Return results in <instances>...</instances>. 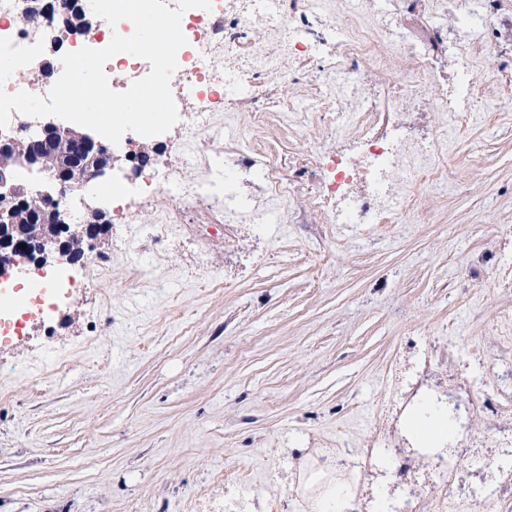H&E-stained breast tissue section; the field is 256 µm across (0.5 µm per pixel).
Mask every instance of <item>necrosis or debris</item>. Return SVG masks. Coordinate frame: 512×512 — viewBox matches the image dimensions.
<instances>
[{"mask_svg": "<svg viewBox=\"0 0 512 512\" xmlns=\"http://www.w3.org/2000/svg\"><path fill=\"white\" fill-rule=\"evenodd\" d=\"M69 0H54L55 10L43 14L35 22L23 19L19 0H0V38L11 39L14 45L24 47L36 42L65 54L87 46L106 47L113 34L131 35L134 27L123 20L109 25L95 19L85 28L65 33L62 15ZM499 10V0H448V12L460 16L463 29L456 53L458 70L467 86L474 76L471 69V50L486 45V35L493 28ZM262 27L264 41L253 35L255 27ZM309 26L306 13L287 11L286 0H213L211 10L194 8L181 18V29L187 40L177 56L178 67L171 76L170 86L177 106L182 130L180 148L192 155L194 178H187L183 168L150 157H135L125 179L131 191L144 193L165 192L168 186L179 189L178 204L162 220L146 225L144 238L161 248H169L175 232H182L201 241H210L224 234L227 216L241 215L240 200L252 203L275 198L287 202L295 196V189L285 181L281 170L268 159V152L250 141H239L224 153V167L237 177L235 186L225 190L223 197L208 191L213 172L210 145L223 139L224 129L212 120L224 102L223 75L232 71L241 84L261 83L272 74L284 75L295 59H310L313 44L306 39ZM338 56L330 60L312 76L314 83L338 84L350 80L351 71L345 62L361 54L365 46L353 36L338 42ZM358 122L364 137V147L378 172L393 170L402 149L374 135L378 114L374 108L360 110ZM353 167L344 158L330 162V177L311 197L312 204H320L322 197L333 195L346 204L344 216H329V223L386 224L397 220L409 206L408 198H400L387 205L382 196L355 198L348 187ZM61 267L55 274L41 266H31L25 282L0 279V294L20 296L19 308H0V343H8L26 335L36 321L52 318L60 297L73 294L80 288H93L107 277L110 259L92 255L87 270L80 280L66 277L64 266L68 256H61Z\"/></svg>", "mask_w": 512, "mask_h": 512, "instance_id": "4bbe7bcc", "label": "necrosis or debris"}]
</instances>
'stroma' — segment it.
<instances>
[{
	"label": "stroma",
	"instance_id": "1",
	"mask_svg": "<svg viewBox=\"0 0 512 512\" xmlns=\"http://www.w3.org/2000/svg\"><path fill=\"white\" fill-rule=\"evenodd\" d=\"M403 2L405 36L434 44L433 79L414 77L365 11L351 83L316 86L310 62L252 91L313 120L255 128L246 103L225 102L212 153L238 137L271 145L300 189L288 209L267 201L204 248L178 236L164 253L116 254L113 237L137 235L176 193L132 199L138 224L94 243L114 255L98 308L66 301L54 335L38 324L0 347V512H198L241 494L253 512H310L299 474L312 469L350 473L351 512L413 485L430 489L420 512H473L477 486L496 483L512 456V0L475 52L482 108L462 123L437 105L460 89L459 21ZM339 99L376 100L377 132L403 142L389 192L412 207L396 223L328 224L308 204L325 158L362 154L353 113L316 119ZM143 269L152 280L137 281ZM207 269L222 291L205 288ZM426 401L456 426L440 453L402 428Z\"/></svg>",
	"mask_w": 512,
	"mask_h": 512
}]
</instances>
